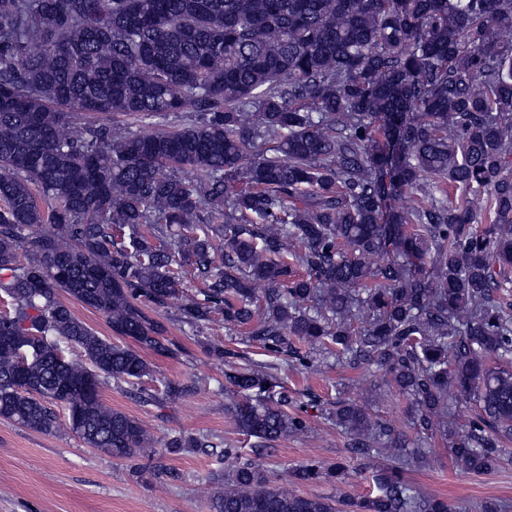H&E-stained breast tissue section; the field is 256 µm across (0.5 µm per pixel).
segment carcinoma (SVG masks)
<instances>
[{"mask_svg": "<svg viewBox=\"0 0 512 512\" xmlns=\"http://www.w3.org/2000/svg\"><path fill=\"white\" fill-rule=\"evenodd\" d=\"M511 284L512 0H0V417L53 434L63 413L90 447L153 458L100 388L179 355L145 310L179 299L303 370L323 359L296 339L390 374L412 427L482 474L512 441ZM237 358L216 354L241 431L305 433L272 367ZM457 401L477 406L460 432ZM332 416L352 455L394 461L362 500L290 492L226 448L209 512H451L404 479L420 455L399 432L355 402ZM62 300L69 306L74 315L81 321L86 323L89 327L99 333L100 336H112V341L119 343L120 340L113 337L111 330L108 327L105 317L99 312L83 306L75 300L70 299L65 294H62Z\"/></svg>", "mask_w": 512, "mask_h": 512, "instance_id": "cac0c4a2", "label": "carcinoma"}]
</instances>
